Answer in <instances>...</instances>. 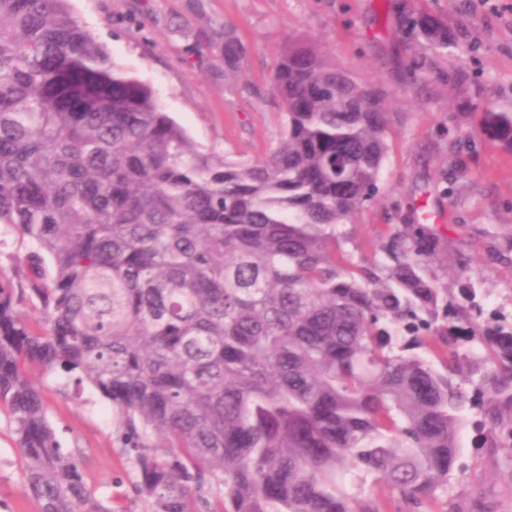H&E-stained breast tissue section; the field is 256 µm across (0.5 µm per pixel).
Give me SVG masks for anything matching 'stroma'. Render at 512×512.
<instances>
[{
    "label": "stroma",
    "mask_w": 512,
    "mask_h": 512,
    "mask_svg": "<svg viewBox=\"0 0 512 512\" xmlns=\"http://www.w3.org/2000/svg\"><path fill=\"white\" fill-rule=\"evenodd\" d=\"M387 0H68L72 14L129 77L148 84L166 112L199 147L232 161L264 157L281 141L285 116L272 84L290 40L312 38L338 65L384 90L389 150L377 201L343 225L353 262L374 257L389 225L413 224L420 206L446 214L450 248L483 275L499 308L512 312V264L488 258L492 244L512 236V152L483 126L479 113L447 82L403 86L384 35ZM405 13L446 18L459 47L436 57L445 75L465 73L487 92L497 112H512V0H396ZM232 31L245 48L234 88L224 82V55L198 44ZM463 176L450 197L434 183ZM43 392L63 448L80 463L96 499L115 512H150L117 432L111 403L86 385L26 368ZM464 475L450 496L459 512H512V450L473 447L465 432ZM0 512H39L22 490L21 456L6 415H0Z\"/></svg>",
    "instance_id": "1"
}]
</instances>
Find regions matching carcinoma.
I'll list each match as a JSON object with an SVG mask.
<instances>
[{
    "mask_svg": "<svg viewBox=\"0 0 512 512\" xmlns=\"http://www.w3.org/2000/svg\"><path fill=\"white\" fill-rule=\"evenodd\" d=\"M406 83L443 77L440 18L400 20ZM224 79L245 54L224 33ZM286 117L263 159L196 146L66 0H0V409L40 512L94 499L26 374L86 381L120 418L151 512H429L464 452L512 443V318L485 317L439 229L393 224L354 264L336 227L372 202L384 94L306 40L273 73ZM512 149V112L482 113ZM25 304L36 314L18 312Z\"/></svg>",
    "mask_w": 512,
    "mask_h": 512,
    "instance_id": "obj_1",
    "label": "carcinoma"
}]
</instances>
